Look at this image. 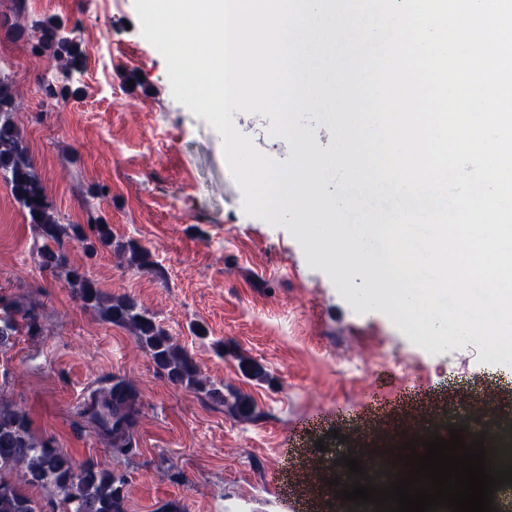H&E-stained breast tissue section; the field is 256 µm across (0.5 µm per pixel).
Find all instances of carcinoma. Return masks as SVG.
Returning <instances> with one entry per match:
<instances>
[{"mask_svg": "<svg viewBox=\"0 0 512 512\" xmlns=\"http://www.w3.org/2000/svg\"><path fill=\"white\" fill-rule=\"evenodd\" d=\"M33 29L36 33V44L32 48L35 55L52 56L57 69L65 74L82 67L81 52L62 22L46 18L35 22ZM2 102L7 103V108L0 107V178L11 186L14 199L37 230L41 239L36 245L41 268L65 271L75 297L83 306L94 310L106 321L128 328L172 381L192 386L207 397L224 403L233 414L245 416L251 413L243 398L236 395L233 402H226L221 388L208 387L201 382L191 355L177 345L152 316L128 299L105 296L86 274L68 266L64 242L84 240L85 231L79 224L62 223L54 210L23 145L22 132L13 121L11 87L0 79ZM87 209L89 230L100 245L112 246L109 225L100 216L93 215V204H87ZM121 249L129 254L130 266L155 275L163 274L162 267L136 240H127ZM18 314L12 304L0 300V352L22 328ZM133 400L134 393L124 384L112 385V412L120 415L122 424L120 428H112V443L117 448L129 445L134 420ZM16 465L21 466L17 478H5L4 472ZM43 486H50L58 493L63 512H126L123 478L93 462L75 466L72 457L52 442H38L31 436L25 413L0 405V512H43L29 493L30 489Z\"/></svg>", "mask_w": 512, "mask_h": 512, "instance_id": "carcinoma-1", "label": "carcinoma"}]
</instances>
